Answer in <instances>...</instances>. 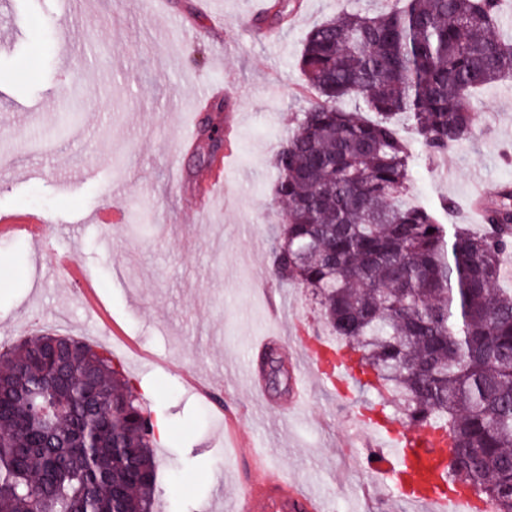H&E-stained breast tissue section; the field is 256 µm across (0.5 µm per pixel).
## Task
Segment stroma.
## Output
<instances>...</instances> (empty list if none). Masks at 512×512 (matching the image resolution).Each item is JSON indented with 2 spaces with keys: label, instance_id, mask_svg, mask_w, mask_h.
<instances>
[{
  "label": "stroma",
  "instance_id": "35a3bbf8",
  "mask_svg": "<svg viewBox=\"0 0 512 512\" xmlns=\"http://www.w3.org/2000/svg\"><path fill=\"white\" fill-rule=\"evenodd\" d=\"M214 27L199 0H0V213L48 218L36 242L0 234V344L69 336L109 353L167 431L157 441V512H234L251 475L236 450L254 445L284 479L311 490L327 512H407L362 466L349 440L368 410L360 389L339 397L309 381L304 401L269 382L256 346L270 336L293 369L304 336L329 337L307 289L271 273L272 227L282 205L272 159L313 95L299 68L307 32L343 11L376 14L387 0H292L269 25L252 0H214ZM112 53L100 68L99 51ZM228 87L234 123L215 164L181 146L202 126L205 86ZM473 139L430 156L409 126L417 159L406 201L459 224L474 179L488 195L512 184V79L475 94ZM224 173L205 220L181 199ZM450 200L452 210L440 208ZM122 222H95L103 206ZM84 268L117 331L89 321L73 286L54 273L56 252ZM207 385L189 390L186 373Z\"/></svg>",
  "mask_w": 512,
  "mask_h": 512
}]
</instances>
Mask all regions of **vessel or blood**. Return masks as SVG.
Returning a JSON list of instances; mask_svg holds the SVG:
<instances>
[{
    "label": "vessel or blood",
    "instance_id": "vessel-or-blood-1",
    "mask_svg": "<svg viewBox=\"0 0 512 512\" xmlns=\"http://www.w3.org/2000/svg\"><path fill=\"white\" fill-rule=\"evenodd\" d=\"M223 185L222 174L211 176L198 196L187 200L186 210L203 213L216 190ZM0 231H22L37 241L42 238L44 228L38 219L31 218L20 225L6 216L0 218ZM55 260L57 269L67 275L71 283L81 291H88L89 277L73 263L69 253L58 254ZM304 350L326 386L338 388L349 383L353 370L343 350L320 337L306 341ZM352 437L370 450L364 460L368 472L384 479L391 489L403 492L407 501L432 507L433 512H490L489 505L470 488L444 491L448 450L441 430L385 428L363 417L353 424ZM239 455L250 462L253 472L241 497V512H313V498L302 487L282 479L276 469L267 465L261 452L244 447Z\"/></svg>",
    "mask_w": 512,
    "mask_h": 512
}]
</instances>
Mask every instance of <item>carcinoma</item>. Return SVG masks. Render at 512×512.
I'll list each match as a JSON object with an SVG mask.
<instances>
[{"label":"carcinoma","mask_w":512,"mask_h":512,"mask_svg":"<svg viewBox=\"0 0 512 512\" xmlns=\"http://www.w3.org/2000/svg\"><path fill=\"white\" fill-rule=\"evenodd\" d=\"M504 0H395L306 35L317 101L276 151L272 274L312 292L336 338L377 370L410 428L448 435V485L512 512V186L491 236L404 201L413 156L470 140L475 90L512 76ZM362 102L350 112L341 103ZM265 365L288 384L274 349ZM156 424L105 352L37 336L0 356V512H154Z\"/></svg>","instance_id":"cac0c4a2"}]
</instances>
